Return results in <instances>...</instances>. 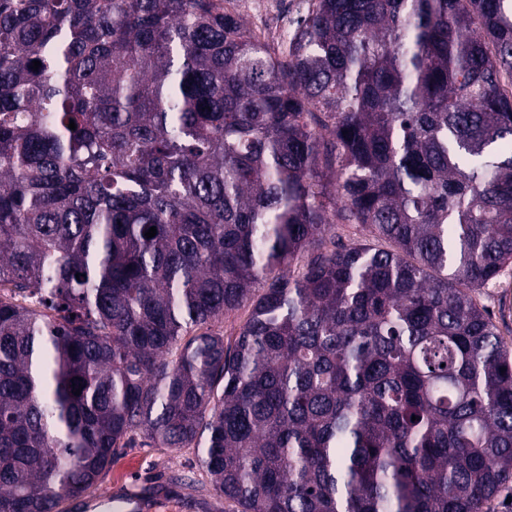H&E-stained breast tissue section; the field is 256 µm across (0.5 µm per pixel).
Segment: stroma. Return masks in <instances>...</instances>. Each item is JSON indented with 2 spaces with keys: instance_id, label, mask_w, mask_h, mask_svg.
Listing matches in <instances>:
<instances>
[{
  "instance_id": "obj_1",
  "label": "stroma",
  "mask_w": 512,
  "mask_h": 512,
  "mask_svg": "<svg viewBox=\"0 0 512 512\" xmlns=\"http://www.w3.org/2000/svg\"><path fill=\"white\" fill-rule=\"evenodd\" d=\"M229 12L267 43L286 41L306 0H225ZM99 494L132 499L136 512H236L210 488L194 449L120 448Z\"/></svg>"
}]
</instances>
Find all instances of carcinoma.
<instances>
[{
	"mask_svg": "<svg viewBox=\"0 0 512 512\" xmlns=\"http://www.w3.org/2000/svg\"><path fill=\"white\" fill-rule=\"evenodd\" d=\"M509 266L512 0H0V512L137 436L238 512H493ZM226 11L240 17L247 27L270 45L288 40L291 20L304 13L305 0H225ZM279 41V42H277ZM506 291L507 298H511L512 303V268H508L506 272L501 276L500 279L489 282L482 290V300L486 306L489 307L494 320L499 325L500 329L504 332L506 339H512L510 332L507 333L505 325L502 323L499 317L498 299L503 292Z\"/></svg>",
	"mask_w": 512,
	"mask_h": 512,
	"instance_id": "cac0c4a2",
	"label": "carcinoma"
}]
</instances>
